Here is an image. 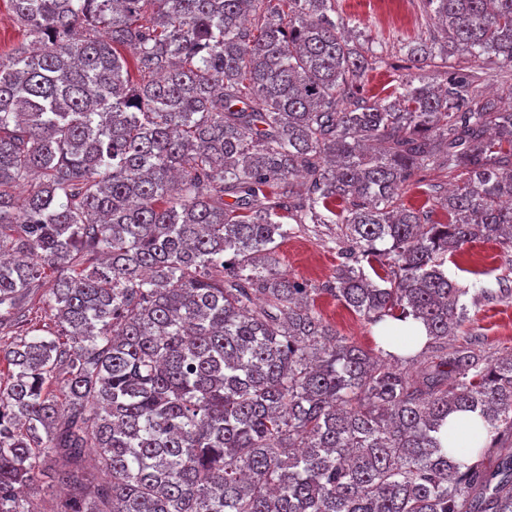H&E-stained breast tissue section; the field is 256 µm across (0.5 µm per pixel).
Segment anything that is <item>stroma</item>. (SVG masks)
<instances>
[{
	"label": "stroma",
	"instance_id": "obj_1",
	"mask_svg": "<svg viewBox=\"0 0 512 512\" xmlns=\"http://www.w3.org/2000/svg\"><path fill=\"white\" fill-rule=\"evenodd\" d=\"M336 14L352 30L363 48L386 59L387 64L370 71L365 78L361 96L384 97L398 84L404 71L401 59L407 45L428 39L435 28L420 8L419 0H336ZM469 68L480 72L478 94L496 95L512 105V68L494 58L469 61ZM453 174L432 169L404 185L402 203L409 208L430 211L439 220L443 212L428 193L429 185L449 187ZM340 233L336 224L320 227H295L288 239L278 242L272 256L276 267L291 280L317 288L332 280L342 258L335 240ZM448 276L466 288L486 289L512 287V249L496 242H476L463 254L450 259ZM315 305L325 321L355 345L365 349L379 346V327L367 324L359 315L327 295L316 297ZM479 338V347L486 355L497 358L512 351V297L483 303L471 312L469 324Z\"/></svg>",
	"mask_w": 512,
	"mask_h": 512
}]
</instances>
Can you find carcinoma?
<instances>
[{
	"label": "carcinoma",
	"mask_w": 512,
	"mask_h": 512,
	"mask_svg": "<svg viewBox=\"0 0 512 512\" xmlns=\"http://www.w3.org/2000/svg\"><path fill=\"white\" fill-rule=\"evenodd\" d=\"M8 2L28 41L0 54V512H32L43 476L69 490L52 512H512V354L468 329L496 295L444 269L512 245V108L471 70L429 76L512 64V0H421L443 43L376 100L385 61L336 0ZM436 167L460 177L444 224L398 202ZM289 219L341 225L333 281L269 260ZM320 293L422 323L426 362L348 342ZM34 306L56 330L24 329ZM460 411L487 431L465 461L442 441Z\"/></svg>",
	"instance_id": "1"
}]
</instances>
